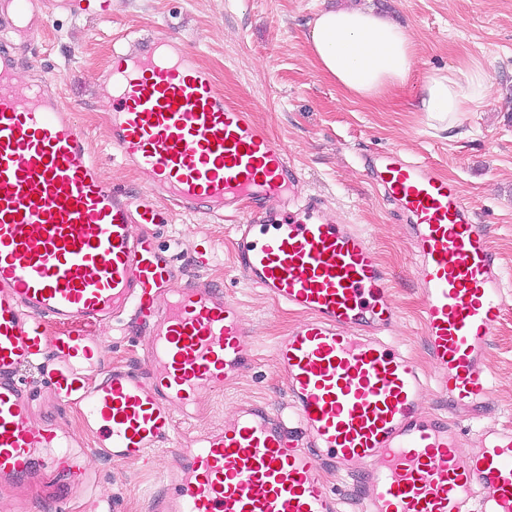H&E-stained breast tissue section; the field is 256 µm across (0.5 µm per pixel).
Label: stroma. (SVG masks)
I'll list each match as a JSON object with an SVG mask.
<instances>
[{"mask_svg":"<svg viewBox=\"0 0 512 512\" xmlns=\"http://www.w3.org/2000/svg\"><path fill=\"white\" fill-rule=\"evenodd\" d=\"M349 0H110L112 19L101 22L55 9L35 38L22 46L24 61L58 75V92L84 128L91 153L112 184L143 197L147 174L113 156L99 89L113 49L136 37L167 33L181 39L222 83L224 93L251 111L274 139L285 143L305 194H318L335 215L363 230L392 274L400 319L390 340L429 368L420 334V295L412 276L413 254L406 227L398 223L382 190L364 169L367 153L399 150L426 161L458 181L474 203L478 222L498 253L512 284V0H359L391 17L413 35L417 65L408 81L375 100L351 98L314 65L306 36L321 9ZM479 63L491 84L486 101L471 108L458 128L444 130L416 109L424 75ZM155 206L165 220L157 238L188 270H199L242 305L257 343L252 370L208 397L184 426L201 433L221 426L251 401L279 410L286 384L273 367L279 336L300 313L278 305L249 284L234 264V218L179 212L167 201ZM210 243L205 266L197 250ZM487 365L493 396L483 419L453 410L452 421L468 444L481 425L512 429V312L497 324ZM150 467L98 459L95 493L112 500L113 512H145L173 459L167 449L150 453Z\"/></svg>","mask_w":512,"mask_h":512,"instance_id":"35a3bbf8","label":"stroma"}]
</instances>
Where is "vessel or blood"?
Listing matches in <instances>:
<instances>
[{
	"label": "vessel or blood",
	"mask_w": 512,
	"mask_h": 512,
	"mask_svg": "<svg viewBox=\"0 0 512 512\" xmlns=\"http://www.w3.org/2000/svg\"><path fill=\"white\" fill-rule=\"evenodd\" d=\"M110 20L109 0H62ZM35 0H0V29L29 37ZM0 44V488L60 480L81 486L82 512H112L93 494L92 457L175 462L148 512H339L324 468L359 470L362 512H512V430L483 428L464 448L448 412L482 416L492 400L490 338L512 290L462 186L396 150L368 175L408 227L420 329L433 374L386 339L400 317L389 269L369 237L325 199L268 210L299 173L287 146L225 95L178 38L150 34L114 51L102 95L109 140L151 177L149 192L183 212L235 224V264L274 301L303 315L280 336L273 366L286 410L239 407L225 426L180 435L206 396L250 370L256 355L240 303L184 270L152 233V206L112 186L92 157L58 78L20 73ZM127 317L149 341L139 365L111 366L88 328ZM36 368L53 402L79 411L92 455L51 425H33ZM436 397L440 408L424 405Z\"/></svg>",
	"instance_id": "obj_1"
}]
</instances>
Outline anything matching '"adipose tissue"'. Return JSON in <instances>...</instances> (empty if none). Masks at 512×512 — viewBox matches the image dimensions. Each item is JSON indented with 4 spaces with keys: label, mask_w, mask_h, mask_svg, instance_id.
<instances>
[{
    "label": "adipose tissue",
    "mask_w": 512,
    "mask_h": 512,
    "mask_svg": "<svg viewBox=\"0 0 512 512\" xmlns=\"http://www.w3.org/2000/svg\"><path fill=\"white\" fill-rule=\"evenodd\" d=\"M307 43L319 71L361 99L404 84L416 64L409 30L372 10L323 9L309 24ZM488 92L487 76L480 66L433 70L423 79L418 109L451 128L470 107L480 105Z\"/></svg>",
    "instance_id": "ef3b65f1"
}]
</instances>
